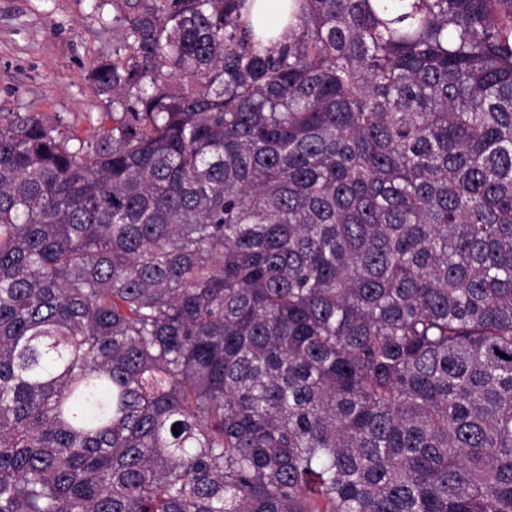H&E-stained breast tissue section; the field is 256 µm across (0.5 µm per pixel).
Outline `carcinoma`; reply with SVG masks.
I'll return each mask as SVG.
<instances>
[{
	"label": "carcinoma",
	"instance_id": "carcinoma-1",
	"mask_svg": "<svg viewBox=\"0 0 512 512\" xmlns=\"http://www.w3.org/2000/svg\"><path fill=\"white\" fill-rule=\"evenodd\" d=\"M245 2L0 116V512H512V0Z\"/></svg>",
	"mask_w": 512,
	"mask_h": 512
}]
</instances>
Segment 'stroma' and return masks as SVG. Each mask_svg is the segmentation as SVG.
I'll use <instances>...</instances> for the list:
<instances>
[{"label": "stroma", "instance_id": "1", "mask_svg": "<svg viewBox=\"0 0 512 512\" xmlns=\"http://www.w3.org/2000/svg\"><path fill=\"white\" fill-rule=\"evenodd\" d=\"M93 0H0V115L64 119L86 131L107 110L89 80L111 57L112 8Z\"/></svg>", "mask_w": 512, "mask_h": 512}]
</instances>
